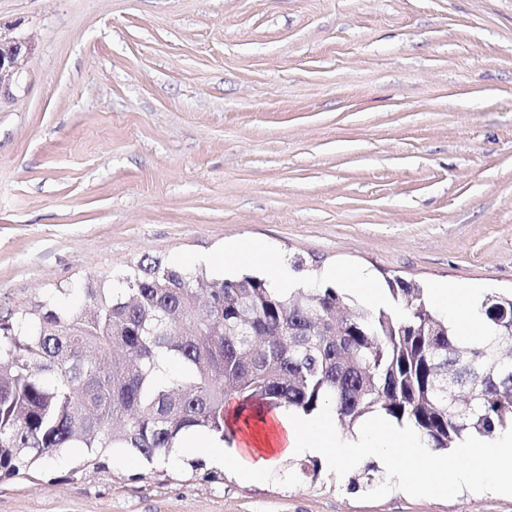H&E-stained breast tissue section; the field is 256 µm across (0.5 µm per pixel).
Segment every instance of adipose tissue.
Listing matches in <instances>:
<instances>
[{"instance_id": "1", "label": "adipose tissue", "mask_w": 512, "mask_h": 512, "mask_svg": "<svg viewBox=\"0 0 512 512\" xmlns=\"http://www.w3.org/2000/svg\"><path fill=\"white\" fill-rule=\"evenodd\" d=\"M238 265L265 267L272 287L288 289L297 284L296 276L270 250L253 241L233 244L225 251ZM481 291L477 288H439L432 294L436 307L446 313L458 335L466 341L485 336L487 327L478 312ZM179 453L208 452L215 464L233 468L241 477L256 481L268 476L291 456H315L328 471L343 464L375 456L404 481L420 492L448 494L463 483L494 480L512 492V431L499 434L494 446L471 438L462 442L458 456L466 466L449 472L447 465L432 461L416 430L388 420H373L349 437L342 436L333 411L311 415L280 408L262 414L253 425L240 430L231 445L211 435L189 432L183 435Z\"/></svg>"}]
</instances>
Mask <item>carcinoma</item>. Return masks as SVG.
Returning <instances> with one entry per match:
<instances>
[{"instance_id": "1", "label": "carcinoma", "mask_w": 512, "mask_h": 512, "mask_svg": "<svg viewBox=\"0 0 512 512\" xmlns=\"http://www.w3.org/2000/svg\"><path fill=\"white\" fill-rule=\"evenodd\" d=\"M111 279L73 286L82 301L47 297L0 315V479L28 473L67 448L80 472L125 448L146 462L198 428L224 440L228 407L327 405L354 432L372 414L414 427L449 451L476 432L512 427V296L490 293V335L458 338L421 286L385 278L388 302L357 304L342 288L308 283L277 295L253 274L139 261ZM163 359L181 365L167 380Z\"/></svg>"}]
</instances>
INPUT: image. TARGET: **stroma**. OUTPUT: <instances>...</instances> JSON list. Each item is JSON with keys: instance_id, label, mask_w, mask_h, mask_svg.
Here are the masks:
<instances>
[{"instance_id": "35a3bbf8", "label": "stroma", "mask_w": 512, "mask_h": 512, "mask_svg": "<svg viewBox=\"0 0 512 512\" xmlns=\"http://www.w3.org/2000/svg\"><path fill=\"white\" fill-rule=\"evenodd\" d=\"M0 33L32 44L0 95V312L243 239L301 279L512 294V0H0ZM80 463L0 480V512H512L351 486L360 462Z\"/></svg>"}]
</instances>
